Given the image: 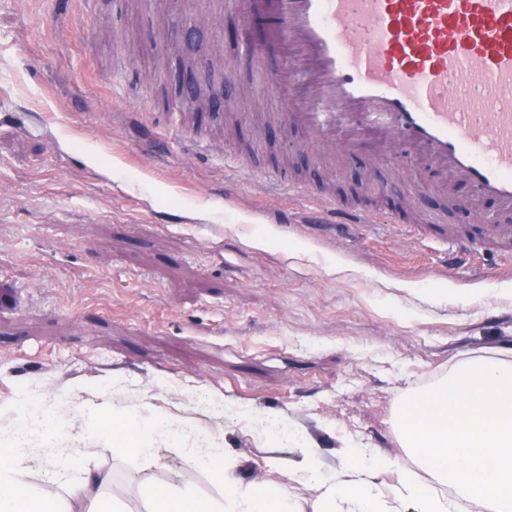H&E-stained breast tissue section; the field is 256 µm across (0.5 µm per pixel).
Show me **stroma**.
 Segmentation results:
<instances>
[{"instance_id": "35a3bbf8", "label": "stroma", "mask_w": 512, "mask_h": 512, "mask_svg": "<svg viewBox=\"0 0 512 512\" xmlns=\"http://www.w3.org/2000/svg\"><path fill=\"white\" fill-rule=\"evenodd\" d=\"M251 24L210 0H0V430L31 396L75 393L170 423L159 462L121 440L84 451L130 512L140 487L222 500L186 448H220L246 484L311 440L354 443L361 478L405 456L402 398L461 360L512 351V252L481 246L466 185L391 158L315 154L251 94L240 131L184 121L177 49L224 50L201 80L254 85ZM322 189L372 224L321 228ZM471 246L466 265L446 247Z\"/></svg>"}]
</instances>
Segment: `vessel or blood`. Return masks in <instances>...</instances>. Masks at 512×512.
<instances>
[{
	"mask_svg": "<svg viewBox=\"0 0 512 512\" xmlns=\"http://www.w3.org/2000/svg\"><path fill=\"white\" fill-rule=\"evenodd\" d=\"M260 39L238 54L311 145L416 160L492 202L493 242L512 241V0H232ZM282 67L266 72L269 56ZM328 224H371L325 198Z\"/></svg>",
	"mask_w": 512,
	"mask_h": 512,
	"instance_id": "obj_1",
	"label": "vessel or blood"
}]
</instances>
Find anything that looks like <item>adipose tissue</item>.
Returning <instances> with one entry per match:
<instances>
[{"mask_svg": "<svg viewBox=\"0 0 512 512\" xmlns=\"http://www.w3.org/2000/svg\"><path fill=\"white\" fill-rule=\"evenodd\" d=\"M139 408L116 416L105 403L89 404L83 438H111L118 426L137 423ZM405 458L381 456L378 471L395 476L385 489L355 480L350 467L361 454L355 446L341 449L345 466L327 469L314 446L295 458L272 462L270 468L290 486L318 490L314 512H395L412 502L417 512H457L460 502L480 512H512V359L502 353L464 360L448 377L411 392L396 419ZM192 466L209 468L224 487V502L198 496L191 489L144 484L145 512H296L286 491L266 486L243 487L236 463L219 448L207 455L186 452ZM15 447L0 440V512H123L110 493L112 475L86 468L72 454L53 458L55 476L37 484L22 480L14 465ZM452 487L455 498L445 496Z\"/></svg>", "mask_w": 512, "mask_h": 512, "instance_id": "obj_1", "label": "adipose tissue"}]
</instances>
